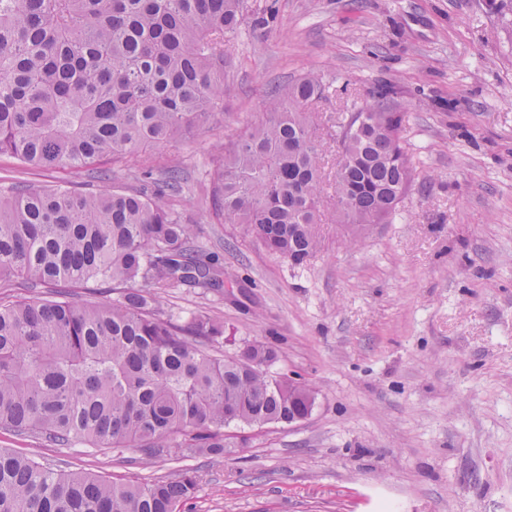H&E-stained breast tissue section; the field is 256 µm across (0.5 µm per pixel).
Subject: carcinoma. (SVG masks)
<instances>
[{"label": "carcinoma", "instance_id": "cac0c4a2", "mask_svg": "<svg viewBox=\"0 0 512 512\" xmlns=\"http://www.w3.org/2000/svg\"><path fill=\"white\" fill-rule=\"evenodd\" d=\"M245 0H0V154L32 167L81 170L193 136L224 103V56ZM330 86L305 75L269 95L264 119L224 148L213 203L270 253L305 264L326 219L325 181L311 104ZM353 102L336 117L338 224H387L412 182L402 113ZM110 193L15 188L0 199V279L60 287L0 304V428L53 445L168 448L224 455V427L286 424L306 392L273 375L278 351L212 347L224 322L196 313L178 323L154 289L224 287L219 260L197 257L193 225L164 198L181 171ZM120 286L114 300L77 301L66 287ZM198 484H116L62 472L0 449V512H178Z\"/></svg>", "mask_w": 512, "mask_h": 512}]
</instances>
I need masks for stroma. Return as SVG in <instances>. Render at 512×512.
<instances>
[{"instance_id":"obj_1","label":"stroma","mask_w":512,"mask_h":512,"mask_svg":"<svg viewBox=\"0 0 512 512\" xmlns=\"http://www.w3.org/2000/svg\"><path fill=\"white\" fill-rule=\"evenodd\" d=\"M228 45L230 93L203 131L100 171L38 169L0 155L15 187L108 191L149 168L183 169L167 204L195 224L224 288L159 291L175 320H223L232 354L261 342L273 372L316 392L293 425L226 428L224 456L172 448L56 446L0 429V448L116 483L197 472L181 512H512V0H246ZM306 73L333 84L314 105L326 175L328 118L393 86L414 180L387 224L316 225L294 266L211 201L221 145L266 112L267 94Z\"/></svg>"}]
</instances>
